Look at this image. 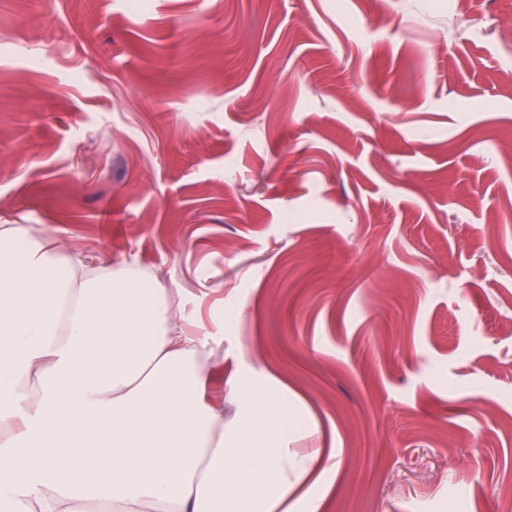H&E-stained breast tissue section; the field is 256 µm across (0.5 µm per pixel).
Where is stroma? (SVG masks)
I'll return each mask as SVG.
<instances>
[{"mask_svg":"<svg viewBox=\"0 0 512 512\" xmlns=\"http://www.w3.org/2000/svg\"><path fill=\"white\" fill-rule=\"evenodd\" d=\"M0 224L223 335L288 512L511 506L512 0H0Z\"/></svg>","mask_w":512,"mask_h":512,"instance_id":"stroma-1","label":"stroma"}]
</instances>
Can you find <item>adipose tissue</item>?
I'll use <instances>...</instances> for the list:
<instances>
[{"label":"adipose tissue","instance_id":"ef3b65f1","mask_svg":"<svg viewBox=\"0 0 512 512\" xmlns=\"http://www.w3.org/2000/svg\"><path fill=\"white\" fill-rule=\"evenodd\" d=\"M224 339L190 332L133 264L92 267L0 225V486L10 512H277L288 416L243 391L232 436L205 397Z\"/></svg>","mask_w":512,"mask_h":512}]
</instances>
